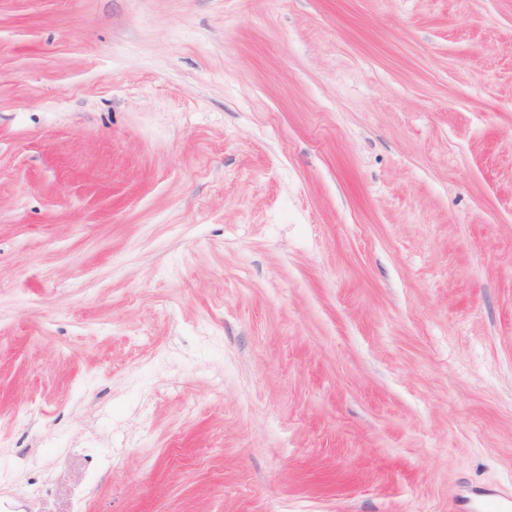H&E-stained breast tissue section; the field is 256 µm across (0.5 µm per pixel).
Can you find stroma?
I'll return each instance as SVG.
<instances>
[{
    "label": "stroma",
    "mask_w": 512,
    "mask_h": 512,
    "mask_svg": "<svg viewBox=\"0 0 512 512\" xmlns=\"http://www.w3.org/2000/svg\"><path fill=\"white\" fill-rule=\"evenodd\" d=\"M512 494V0H0V512Z\"/></svg>",
    "instance_id": "stroma-1"
}]
</instances>
